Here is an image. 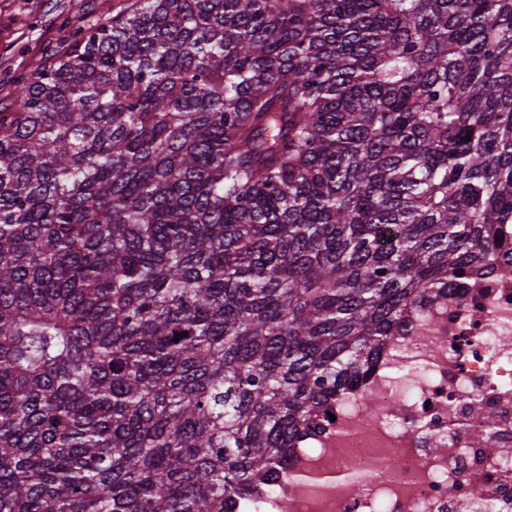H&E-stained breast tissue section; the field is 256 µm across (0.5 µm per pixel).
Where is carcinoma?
Here are the masks:
<instances>
[{"label": "carcinoma", "instance_id": "obj_1", "mask_svg": "<svg viewBox=\"0 0 512 512\" xmlns=\"http://www.w3.org/2000/svg\"><path fill=\"white\" fill-rule=\"evenodd\" d=\"M507 224L512 0L75 31L0 110V512H225Z\"/></svg>", "mask_w": 512, "mask_h": 512}]
</instances>
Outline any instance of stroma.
<instances>
[{"label": "stroma", "mask_w": 512, "mask_h": 512, "mask_svg": "<svg viewBox=\"0 0 512 512\" xmlns=\"http://www.w3.org/2000/svg\"><path fill=\"white\" fill-rule=\"evenodd\" d=\"M129 0H0V108L18 75L40 69L69 46L74 29L124 10Z\"/></svg>", "instance_id": "stroma-1"}]
</instances>
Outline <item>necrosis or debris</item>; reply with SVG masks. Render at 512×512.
I'll return each mask as SVG.
<instances>
[{
	"instance_id": "necrosis-or-debris-1",
	"label": "necrosis or debris",
	"mask_w": 512,
	"mask_h": 512,
	"mask_svg": "<svg viewBox=\"0 0 512 512\" xmlns=\"http://www.w3.org/2000/svg\"><path fill=\"white\" fill-rule=\"evenodd\" d=\"M327 410L286 468L226 512H512V258L417 306ZM339 470L357 493L336 487Z\"/></svg>"
}]
</instances>
